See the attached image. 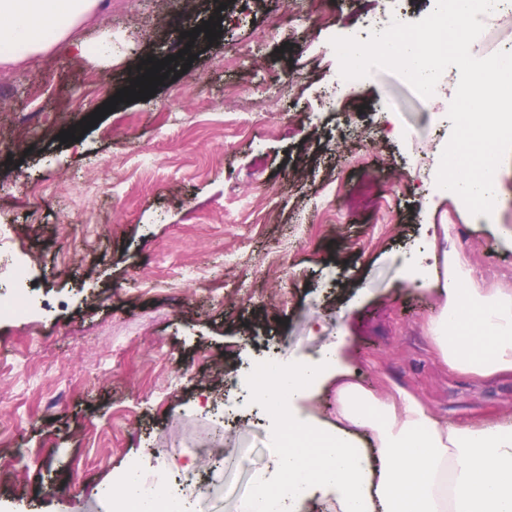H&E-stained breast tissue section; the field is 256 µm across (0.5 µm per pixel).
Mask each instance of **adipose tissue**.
Segmentation results:
<instances>
[{"label":"adipose tissue","mask_w":512,"mask_h":512,"mask_svg":"<svg viewBox=\"0 0 512 512\" xmlns=\"http://www.w3.org/2000/svg\"><path fill=\"white\" fill-rule=\"evenodd\" d=\"M103 7V0H0V62L53 48L89 54L72 33ZM454 232L453 225L443 228L440 274H420L409 260L403 278L441 295L424 329L451 369L476 379L512 375V289L477 287L474 270L450 244ZM334 356L330 349L304 367L274 370L256 388L288 433L275 488L286 503L324 493L337 512H512V417L452 422L435 417L413 393L380 398L343 371L334 424L287 416V407L310 397Z\"/></svg>","instance_id":"obj_1"}]
</instances>
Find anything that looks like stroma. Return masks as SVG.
<instances>
[{"label":"stroma","instance_id":"obj_1","mask_svg":"<svg viewBox=\"0 0 512 512\" xmlns=\"http://www.w3.org/2000/svg\"><path fill=\"white\" fill-rule=\"evenodd\" d=\"M291 6L296 31L272 35ZM433 8L334 0L317 18L307 0H230L220 37L197 35L185 66L173 54L209 20L207 0H105L78 34L110 40L109 58L0 63V225L40 308L25 325L0 320V506L114 512L136 465L166 473L184 512H232L255 476L276 481L274 426L243 372L319 358L339 332L341 366L376 396L403 389L451 420L512 415V377L450 370L424 330L438 294L402 278L406 259L434 267L432 242L452 224L477 286L512 289V249L493 243L495 224L512 228V151L489 225L433 187L457 67L431 102L381 69L333 89L332 37ZM168 56L152 97L59 140L142 60ZM162 275L194 282L151 287ZM218 433L223 448L193 455ZM202 482L217 493L200 509Z\"/></svg>","mask_w":512,"mask_h":512}]
</instances>
